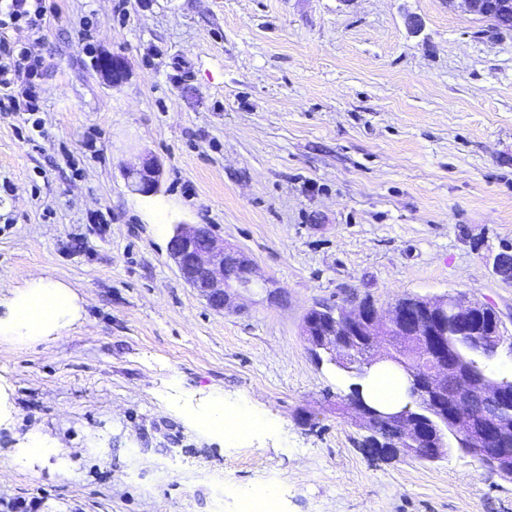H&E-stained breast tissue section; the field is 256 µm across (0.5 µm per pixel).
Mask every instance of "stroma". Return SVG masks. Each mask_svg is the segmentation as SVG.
Returning <instances> with one entry per match:
<instances>
[{"label": "stroma", "instance_id": "obj_1", "mask_svg": "<svg viewBox=\"0 0 512 512\" xmlns=\"http://www.w3.org/2000/svg\"><path fill=\"white\" fill-rule=\"evenodd\" d=\"M49 5L44 137L0 112V299L49 278L79 318L0 335V512H237L258 486L280 512H512L473 455L367 454L337 408L353 376L303 334L323 301L464 292L512 336V33L446 0ZM145 155L148 196L123 176ZM178 224L277 298L213 310L168 256ZM218 396L260 426L199 430ZM35 433L59 454L15 465ZM98 69L114 86H120L126 79L125 62L120 56H102L98 61ZM124 175L138 192L144 195L157 193L162 177L160 164L153 158H144L138 166L128 167Z\"/></svg>", "mask_w": 512, "mask_h": 512}]
</instances>
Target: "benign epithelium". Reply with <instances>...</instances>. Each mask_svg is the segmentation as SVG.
<instances>
[{
  "label": "benign epithelium",
  "mask_w": 512,
  "mask_h": 512,
  "mask_svg": "<svg viewBox=\"0 0 512 512\" xmlns=\"http://www.w3.org/2000/svg\"><path fill=\"white\" fill-rule=\"evenodd\" d=\"M467 10L479 17L512 16V0H463ZM98 69L115 86L126 79V66L119 56H103ZM124 175L144 195L157 193L162 177L160 164L145 158L128 167ZM169 258L183 279L215 309L222 311L233 303V296L251 291L257 285L252 260L238 251L224 247V240L201 224H177L169 244ZM498 317L485 303L456 301L448 305L445 298L403 300L385 311L368 310L357 304L349 309L319 306L308 312L303 323L313 356L329 361L349 372L352 346L366 336H396L412 352L399 357L397 348L376 349L364 363L369 372L381 363L399 367L407 379L408 402L397 409L348 403L355 413V424L363 432L362 446L373 450L392 441L398 453L408 454L417 448L448 447L443 425L457 421L461 409L470 414L467 444L483 449L481 461L500 475L512 480V420L505 422L489 412L487 402L502 397L499 386L486 379L470 380V385L454 391L451 382L469 380V375L449 356L448 336L453 330L481 336L494 332V325L483 318Z\"/></svg>",
  "instance_id": "7a95c632"
}]
</instances>
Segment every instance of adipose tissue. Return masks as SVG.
Segmentation results:
<instances>
[{
  "label": "adipose tissue",
  "mask_w": 512,
  "mask_h": 512,
  "mask_svg": "<svg viewBox=\"0 0 512 512\" xmlns=\"http://www.w3.org/2000/svg\"><path fill=\"white\" fill-rule=\"evenodd\" d=\"M75 314L71 296L58 283L35 280L6 302L0 315V335L45 336Z\"/></svg>",
  "instance_id": "ef3b65f1"
}]
</instances>
